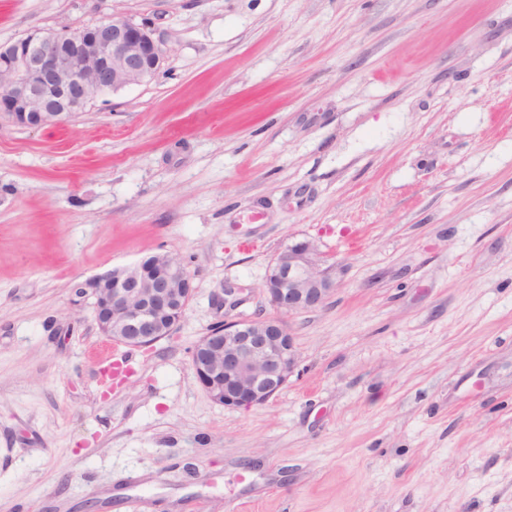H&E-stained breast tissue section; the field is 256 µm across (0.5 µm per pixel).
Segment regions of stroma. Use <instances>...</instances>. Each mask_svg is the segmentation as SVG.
<instances>
[{
  "label": "stroma",
  "mask_w": 512,
  "mask_h": 512,
  "mask_svg": "<svg viewBox=\"0 0 512 512\" xmlns=\"http://www.w3.org/2000/svg\"><path fill=\"white\" fill-rule=\"evenodd\" d=\"M115 14L155 79L0 118V512H512V0H0V43ZM303 239L335 290L282 314ZM157 253L186 316L114 343L71 284ZM275 316L288 383L212 402L195 342ZM330 271L323 267L314 243L302 240L274 258L263 289L283 312L313 310L323 306L335 290Z\"/></svg>",
  "instance_id": "35a3bbf8"
}]
</instances>
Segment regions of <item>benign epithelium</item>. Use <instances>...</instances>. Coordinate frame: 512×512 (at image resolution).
<instances>
[{"label":"benign epithelium","instance_id":"7a95c632","mask_svg":"<svg viewBox=\"0 0 512 512\" xmlns=\"http://www.w3.org/2000/svg\"><path fill=\"white\" fill-rule=\"evenodd\" d=\"M165 61L162 44L144 23L120 14L78 30H34L0 44V111L20 128L63 122L102 96L155 78ZM145 261L76 281L77 297L94 299L101 335L132 347H150L173 334L193 297L184 265L166 255L165 276H143ZM283 312L313 310L334 291L310 240L296 242L271 262L264 283ZM196 377L217 404L262 405L287 382L297 353L279 319L222 321L194 345Z\"/></svg>","mask_w":512,"mask_h":512}]
</instances>
